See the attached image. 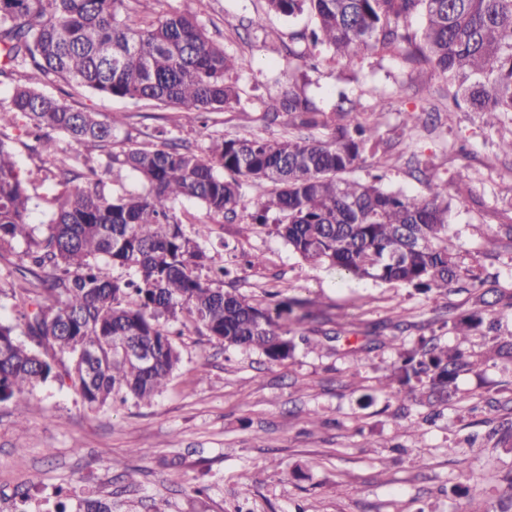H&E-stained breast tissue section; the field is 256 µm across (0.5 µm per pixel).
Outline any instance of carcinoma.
<instances>
[{"mask_svg": "<svg viewBox=\"0 0 512 512\" xmlns=\"http://www.w3.org/2000/svg\"><path fill=\"white\" fill-rule=\"evenodd\" d=\"M164 0H0V130L25 120L31 151L45 154L54 211L40 232L29 221L26 172L0 138V247L22 240L30 279L12 290L32 347L0 322V401L23 400L35 385L70 381L91 410L129 399L150 402L181 364L168 322L183 319L224 348H252L280 362L295 350L291 322L310 316L301 300L257 302L214 288L234 274L213 268L178 214L197 202L212 220L232 223L245 210L244 184H267L248 214L272 225L302 261L345 276L399 283L423 292L461 277L480 290L488 278L460 273L448 251V183L428 181L410 197L347 174L385 150L355 102L321 112L293 92L268 104L265 118L328 130L325 140L290 132L274 138L207 134L194 150L169 129L160 143L115 153L127 116L106 119L46 91L64 82L108 98L175 106L199 126L240 102L228 56L197 13L156 10ZM286 17L313 22L312 48L342 57L366 49L406 52L429 64L489 128L512 114V0H265ZM138 21L127 23L129 13ZM419 16L413 31L409 21ZM72 143L56 147L54 136ZM101 151L92 156L81 147ZM135 173L142 192L106 190L105 178ZM483 322L474 310L453 323L466 336ZM149 355L142 363L133 353ZM479 365L457 348L429 341L400 353L394 379L404 401H446L462 370Z\"/></svg>", "mask_w": 512, "mask_h": 512, "instance_id": "carcinoma-1", "label": "carcinoma"}]
</instances>
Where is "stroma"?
<instances>
[{
	"label": "stroma",
	"instance_id": "1",
	"mask_svg": "<svg viewBox=\"0 0 512 512\" xmlns=\"http://www.w3.org/2000/svg\"><path fill=\"white\" fill-rule=\"evenodd\" d=\"M169 10L197 12L227 55L246 65L235 80L238 106L213 113L228 137H276L285 120L264 117L271 99L305 93L324 112L340 97L377 113L384 154L359 163L354 178L383 177L386 187L422 198L427 179L447 180L451 201L448 247L462 266H481L512 296V118L485 127L476 113L448 108V86L424 63L363 51L333 57L309 50L308 16L267 12L264 0H167ZM313 52L307 79H289V53ZM75 109L123 112L140 143L166 127L194 146L199 130L176 109L106 98L63 87ZM413 112L429 113L411 128ZM30 171L31 221L47 223L51 194L39 156L19 130L5 131ZM212 264L255 253L265 263L242 268L239 293L263 300L270 289L306 301L311 318L297 326L291 358L224 349L190 331L178 337L182 362L173 381L148 405L127 402L89 410L68 384L37 385L19 404L0 403V512H54L65 501L79 512L86 498L112 502V512H468L454 486L474 487L486 512L512 497V448L488 432L512 421V360L488 357L483 329L459 336L452 320L475 307L465 281L441 293L343 277L306 264L275 234L240 217L210 224L201 207L183 202ZM24 243L0 250V320L15 321L7 291L23 286ZM481 360L460 372L448 401L419 406L386 389L400 348L419 337ZM207 486L196 495V486Z\"/></svg>",
	"mask_w": 512,
	"mask_h": 512
}]
</instances>
